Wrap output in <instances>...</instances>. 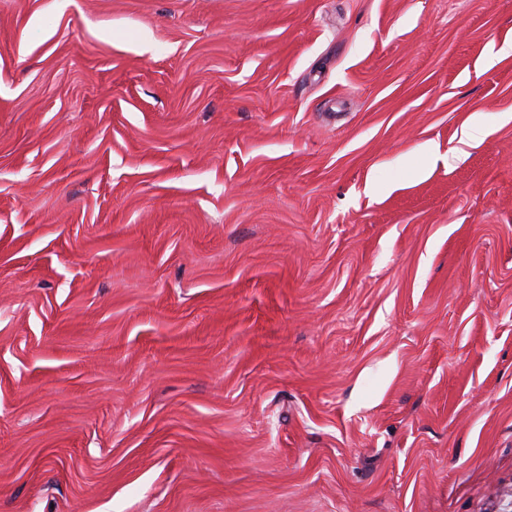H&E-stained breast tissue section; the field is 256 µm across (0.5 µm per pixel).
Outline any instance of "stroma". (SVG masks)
<instances>
[{"mask_svg": "<svg viewBox=\"0 0 512 512\" xmlns=\"http://www.w3.org/2000/svg\"><path fill=\"white\" fill-rule=\"evenodd\" d=\"M508 43L0 0V512H512Z\"/></svg>", "mask_w": 512, "mask_h": 512, "instance_id": "35a3bbf8", "label": "stroma"}]
</instances>
